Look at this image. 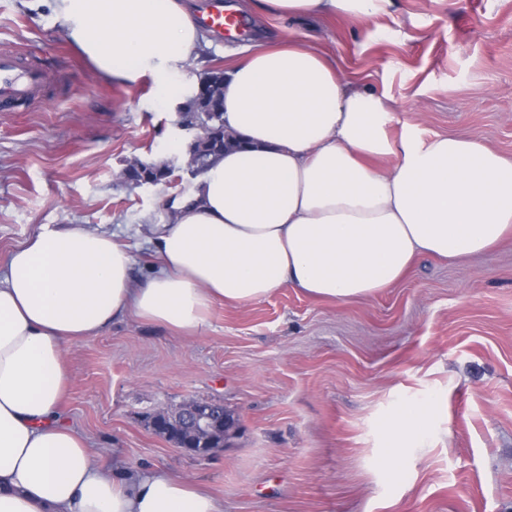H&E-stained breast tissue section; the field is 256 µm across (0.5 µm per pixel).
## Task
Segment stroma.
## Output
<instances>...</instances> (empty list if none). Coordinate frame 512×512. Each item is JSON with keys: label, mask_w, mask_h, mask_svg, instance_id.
Masks as SVG:
<instances>
[{"label": "stroma", "mask_w": 512, "mask_h": 512, "mask_svg": "<svg viewBox=\"0 0 512 512\" xmlns=\"http://www.w3.org/2000/svg\"><path fill=\"white\" fill-rule=\"evenodd\" d=\"M158 85L103 80L56 22L51 0H0V46L47 76L37 101L0 112V266L42 225L116 235L144 279L149 222L187 192L191 129L176 108L225 54L293 31L391 101L397 124L461 133L512 158V0H388L351 19H243ZM166 162L172 187L119 174ZM59 410L98 461L150 467L206 486L224 512H512V235L460 262L425 257L377 295L336 303L282 288L246 305L215 302L185 335L125 316L66 345ZM238 421L199 458L146 426L186 398ZM424 435L393 433L403 405Z\"/></svg>", "instance_id": "obj_1"}]
</instances>
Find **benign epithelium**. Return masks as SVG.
Returning a JSON list of instances; mask_svg holds the SVG:
<instances>
[{
  "instance_id": "obj_1",
  "label": "benign epithelium",
  "mask_w": 512,
  "mask_h": 512,
  "mask_svg": "<svg viewBox=\"0 0 512 512\" xmlns=\"http://www.w3.org/2000/svg\"><path fill=\"white\" fill-rule=\"evenodd\" d=\"M148 424L173 446L201 457L224 447L237 430L235 419L222 404L195 400L185 402L174 414L159 411L149 416Z\"/></svg>"
}]
</instances>
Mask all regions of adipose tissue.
I'll return each mask as SVG.
<instances>
[{
    "mask_svg": "<svg viewBox=\"0 0 512 512\" xmlns=\"http://www.w3.org/2000/svg\"><path fill=\"white\" fill-rule=\"evenodd\" d=\"M386 0H248L279 17H371ZM65 33L107 80L181 73L210 45L184 0H53ZM224 126L245 142L213 158L152 224L157 265L81 225L43 226L0 269V512H224L193 481L95 462L55 417L66 343L126 315L198 332L216 300L291 287L368 297L416 260L481 255L512 232V159L479 140L391 135L384 94L346 79L295 36L256 43L224 70ZM392 167H380L385 158Z\"/></svg>",
    "mask_w": 512,
    "mask_h": 512,
    "instance_id": "ef3b65f1",
    "label": "adipose tissue"
}]
</instances>
